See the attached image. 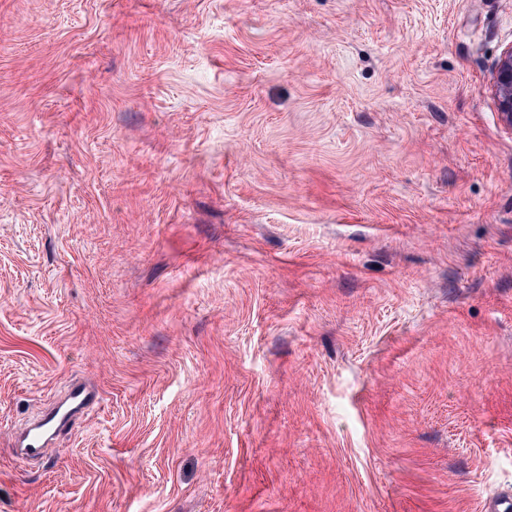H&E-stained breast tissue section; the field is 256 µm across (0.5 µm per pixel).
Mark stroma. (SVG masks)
Returning a JSON list of instances; mask_svg holds the SVG:
<instances>
[{"mask_svg": "<svg viewBox=\"0 0 512 512\" xmlns=\"http://www.w3.org/2000/svg\"><path fill=\"white\" fill-rule=\"evenodd\" d=\"M511 46L512 0H0V512L512 495ZM500 112L512 122V46L504 51L493 73ZM97 402L98 394L93 388L82 383L70 385L16 436L13 446L17 457L27 461L43 457L56 429Z\"/></svg>", "mask_w": 512, "mask_h": 512, "instance_id": "1", "label": "stroma"}]
</instances>
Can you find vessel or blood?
Segmentation results:
<instances>
[{"label": "vessel or blood", "instance_id": "obj_1", "mask_svg": "<svg viewBox=\"0 0 512 512\" xmlns=\"http://www.w3.org/2000/svg\"><path fill=\"white\" fill-rule=\"evenodd\" d=\"M97 401L98 394L93 388L82 383L70 385L41 416L16 436L14 447L17 457L27 461L43 457L56 429L94 406Z\"/></svg>", "mask_w": 512, "mask_h": 512}]
</instances>
